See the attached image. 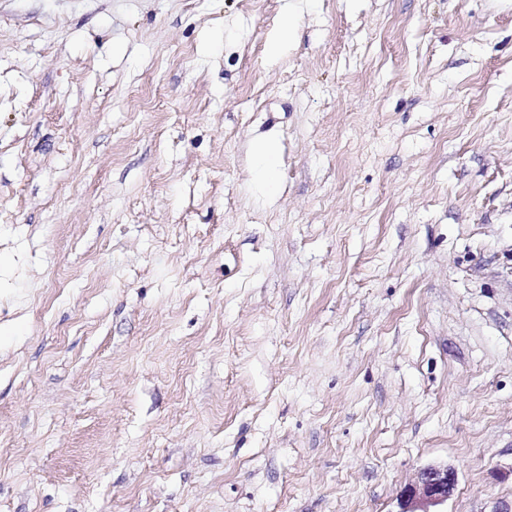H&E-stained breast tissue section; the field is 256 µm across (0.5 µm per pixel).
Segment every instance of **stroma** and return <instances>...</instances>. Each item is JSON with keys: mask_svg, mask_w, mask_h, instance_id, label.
<instances>
[{"mask_svg": "<svg viewBox=\"0 0 512 512\" xmlns=\"http://www.w3.org/2000/svg\"><path fill=\"white\" fill-rule=\"evenodd\" d=\"M286 1L0 0V512L512 503V0ZM296 34V13L293 8L287 9L278 35L269 46L271 55H279L286 43L291 41ZM258 170L265 180L270 191L274 189V146L270 142H264L258 147ZM457 485V472L446 464H431L422 468L414 484L400 494L398 512H445L431 510L448 502Z\"/></svg>", "mask_w": 512, "mask_h": 512, "instance_id": "35a3bbf8", "label": "stroma"}]
</instances>
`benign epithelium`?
<instances>
[{
  "mask_svg": "<svg viewBox=\"0 0 512 512\" xmlns=\"http://www.w3.org/2000/svg\"><path fill=\"white\" fill-rule=\"evenodd\" d=\"M457 485V472L446 464H431L422 468L417 480L400 494L399 512H433L448 502Z\"/></svg>",
  "mask_w": 512,
  "mask_h": 512,
  "instance_id": "obj_1",
  "label": "benign epithelium"
}]
</instances>
